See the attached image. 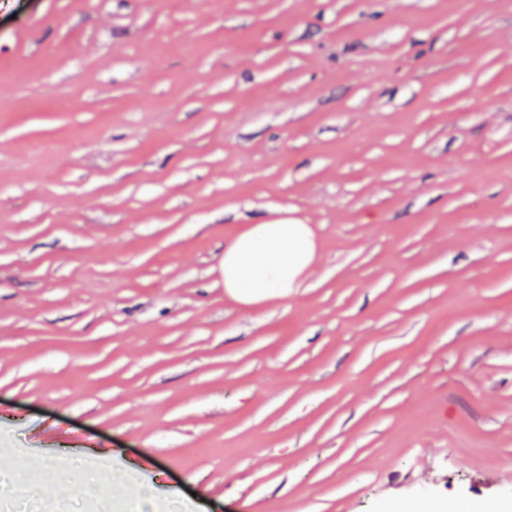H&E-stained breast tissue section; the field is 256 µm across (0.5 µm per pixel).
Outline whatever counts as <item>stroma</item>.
Returning a JSON list of instances; mask_svg holds the SVG:
<instances>
[{"mask_svg": "<svg viewBox=\"0 0 512 512\" xmlns=\"http://www.w3.org/2000/svg\"><path fill=\"white\" fill-rule=\"evenodd\" d=\"M307 224L288 296L227 243ZM0 512H512V0H0ZM314 254L306 224H255L224 248L225 292L245 304L287 296Z\"/></svg>", "mask_w": 512, "mask_h": 512, "instance_id": "stroma-1", "label": "stroma"}]
</instances>
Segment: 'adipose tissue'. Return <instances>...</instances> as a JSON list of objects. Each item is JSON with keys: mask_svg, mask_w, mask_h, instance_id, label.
I'll return each mask as SVG.
<instances>
[{"mask_svg": "<svg viewBox=\"0 0 512 512\" xmlns=\"http://www.w3.org/2000/svg\"><path fill=\"white\" fill-rule=\"evenodd\" d=\"M315 254L304 224H256L224 250V288L238 302L286 296Z\"/></svg>", "mask_w": 512, "mask_h": 512, "instance_id": "1", "label": "adipose tissue"}]
</instances>
